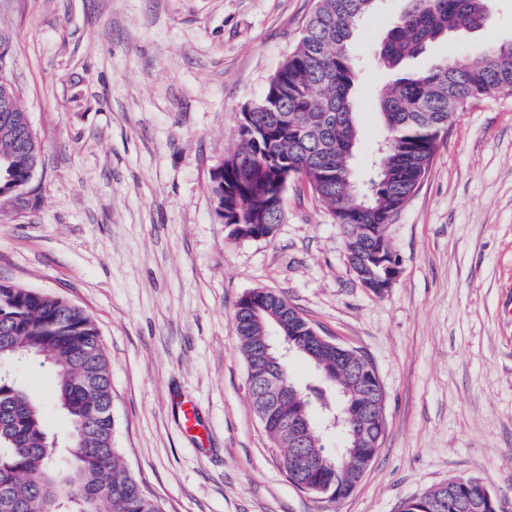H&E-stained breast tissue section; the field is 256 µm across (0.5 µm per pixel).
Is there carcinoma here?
I'll use <instances>...</instances> for the list:
<instances>
[{
  "label": "carcinoma",
  "instance_id": "cac0c4a2",
  "mask_svg": "<svg viewBox=\"0 0 512 512\" xmlns=\"http://www.w3.org/2000/svg\"><path fill=\"white\" fill-rule=\"evenodd\" d=\"M379 0H316L303 35L270 81L261 99L243 112L240 144L224 159L223 180L211 175L218 215L236 238L271 236L282 215L284 184L304 167L308 185L341 225L355 264L384 276L383 227L414 195L440 149L454 112L495 91H512V40L467 63L441 59L423 71H401L400 63L455 30L486 22L489 0H408L378 52L377 61L395 72L380 93L383 137L373 160L369 187L358 186L354 164L358 130L352 97L362 69L352 50L354 26ZM13 93L11 129L0 115V193L22 195L41 145L28 128L29 113ZM282 317L278 325L274 317ZM245 361L274 327L282 341L301 346L312 325L288 300L256 289L243 295L234 313ZM35 358L57 380L56 402L69 418V438L53 446L41 402L15 375ZM0 512H162L126 470L114 446L106 407L112 399L109 363L89 314L63 298L0 282ZM359 399L356 387L340 396L316 375L299 388L303 402L321 413ZM262 425L284 447L283 467L296 487L309 485L348 495L363 472L366 449L356 446L343 470L346 480L323 466L306 472L287 449L288 412L272 409Z\"/></svg>",
  "mask_w": 512,
  "mask_h": 512
}]
</instances>
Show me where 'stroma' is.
<instances>
[{
    "instance_id": "35a3bbf8",
    "label": "stroma",
    "mask_w": 512,
    "mask_h": 512,
    "mask_svg": "<svg viewBox=\"0 0 512 512\" xmlns=\"http://www.w3.org/2000/svg\"><path fill=\"white\" fill-rule=\"evenodd\" d=\"M407 0L356 28L363 61L356 166L383 135L377 46ZM314 0H0L7 74L41 141L28 205L0 196V280L62 297L95 321L109 361L115 445L164 512H397L454 477L512 512V92L455 113L420 187L387 225L400 274L363 288L340 225L289 182L272 236L234 238L210 176L242 112L297 46ZM512 38V0L481 28L408 60L465 61ZM286 296L316 330L368 358L384 395L381 447L354 491L296 487L254 411L234 328L240 298ZM20 382L49 430L71 425L38 362ZM195 408L187 429L180 406Z\"/></svg>"
}]
</instances>
